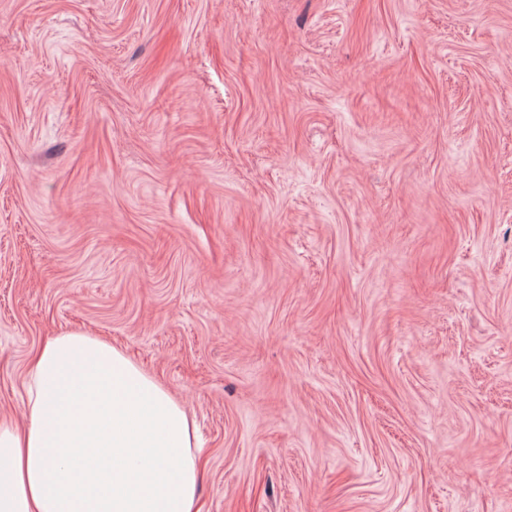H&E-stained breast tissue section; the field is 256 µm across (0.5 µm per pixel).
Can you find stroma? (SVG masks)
Masks as SVG:
<instances>
[{
	"label": "stroma",
	"mask_w": 512,
	"mask_h": 512,
	"mask_svg": "<svg viewBox=\"0 0 512 512\" xmlns=\"http://www.w3.org/2000/svg\"><path fill=\"white\" fill-rule=\"evenodd\" d=\"M69 330L194 512H512V0H0V419Z\"/></svg>",
	"instance_id": "stroma-1"
}]
</instances>
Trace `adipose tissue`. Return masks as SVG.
<instances>
[{
	"mask_svg": "<svg viewBox=\"0 0 512 512\" xmlns=\"http://www.w3.org/2000/svg\"><path fill=\"white\" fill-rule=\"evenodd\" d=\"M25 392L24 423H0V512H191L195 422L120 349L63 332Z\"/></svg>",
	"mask_w": 512,
	"mask_h": 512,
	"instance_id": "1",
	"label": "adipose tissue"
}]
</instances>
